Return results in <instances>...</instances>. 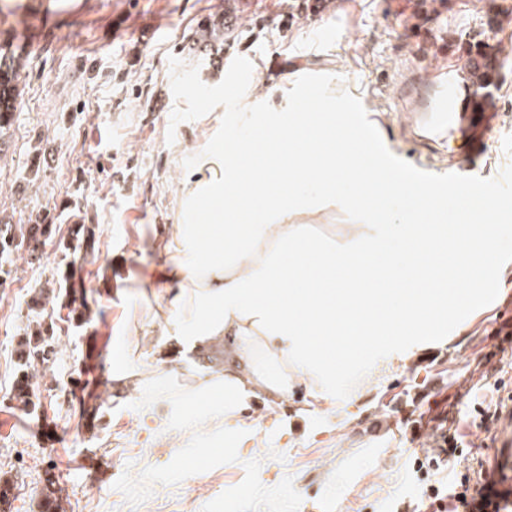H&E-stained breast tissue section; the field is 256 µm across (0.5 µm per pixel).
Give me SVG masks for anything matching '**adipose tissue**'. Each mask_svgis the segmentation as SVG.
<instances>
[{
  "mask_svg": "<svg viewBox=\"0 0 512 512\" xmlns=\"http://www.w3.org/2000/svg\"><path fill=\"white\" fill-rule=\"evenodd\" d=\"M241 107L236 133L201 153V179L180 185L189 219L152 242L163 261L144 283L153 317L135 330L134 357L111 370L142 398L205 402L230 428L254 397L275 405L302 384L326 407L342 373L407 362L448 303L482 304L500 269L494 222L508 217L460 184L459 223H435L444 175L394 179L335 113L272 120L253 101ZM259 141L274 165L253 163ZM332 210L347 223L317 236L308 218ZM479 214L493 223H475ZM218 347L216 373L174 377L156 365Z\"/></svg>",
  "mask_w": 512,
  "mask_h": 512,
  "instance_id": "1",
  "label": "adipose tissue"
}]
</instances>
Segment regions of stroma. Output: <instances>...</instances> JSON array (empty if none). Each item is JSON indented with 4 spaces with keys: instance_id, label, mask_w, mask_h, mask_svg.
Returning a JSON list of instances; mask_svg holds the SVG:
<instances>
[{
    "instance_id": "obj_1",
    "label": "stroma",
    "mask_w": 512,
    "mask_h": 512,
    "mask_svg": "<svg viewBox=\"0 0 512 512\" xmlns=\"http://www.w3.org/2000/svg\"><path fill=\"white\" fill-rule=\"evenodd\" d=\"M298 0H0V45L27 56L23 91L0 138V219L52 218L40 258L19 252L0 286V482L6 512H41L48 489L64 512H415L426 480L455 483L465 465L423 475L414 436L430 399L457 397L459 445L488 460L507 435L480 426L512 395V349L490 378L477 364L492 331L512 319V219L497 234L503 273L478 310L448 312L435 336L358 402L344 388L315 407L305 387L281 406L257 400L261 427L235 438L205 409L150 401L116 388L109 359L126 350L135 290L160 265L159 225L177 223L178 182L197 177V152L233 126L242 94L302 81L297 109L334 99L364 109L393 166L495 196L512 211V0H446L416 17V0H329L299 15ZM232 26L200 53L202 23ZM480 45L497 76L485 95L493 118L465 100L448 131L420 122L438 70L463 60L456 43ZM94 226L95 250H69V228ZM74 269L90 306L86 322L62 321L53 375L34 406L14 400L17 346L33 318L31 296ZM95 420L82 429L84 416Z\"/></svg>"
}]
</instances>
